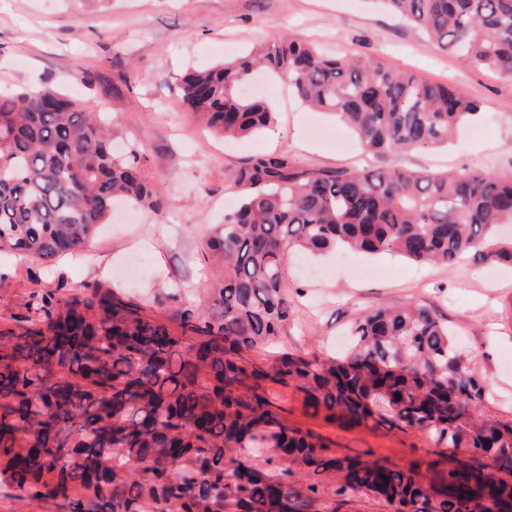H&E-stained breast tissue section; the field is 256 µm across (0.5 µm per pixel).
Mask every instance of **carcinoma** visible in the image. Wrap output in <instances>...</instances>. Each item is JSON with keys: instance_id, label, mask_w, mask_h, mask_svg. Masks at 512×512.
Returning <instances> with one entry per match:
<instances>
[{"instance_id": "obj_1", "label": "carcinoma", "mask_w": 512, "mask_h": 512, "mask_svg": "<svg viewBox=\"0 0 512 512\" xmlns=\"http://www.w3.org/2000/svg\"><path fill=\"white\" fill-rule=\"evenodd\" d=\"M378 2L467 64L512 75V0ZM256 68L287 76L374 156L445 144L479 110L373 55L332 57L288 36L189 73L182 100L222 137L261 131L273 113L238 93ZM146 153L138 142L114 151L96 101L50 83L0 92V251L54 260L84 246L118 205L162 214L142 174ZM235 182L238 208L206 243L218 270L206 300L186 306L179 287L163 289L164 321L95 284L45 292L25 325L0 327V489L51 499L60 512H311L353 493L391 512H512V418L490 413L486 377L432 309L363 312L336 358L284 354L265 370L244 356L287 324L284 274L298 252L512 263V244L498 237L512 222V174L313 169L271 153ZM268 384L299 391L327 422L424 431L468 461L339 456L288 424ZM290 463L302 470L293 483Z\"/></svg>"}]
</instances>
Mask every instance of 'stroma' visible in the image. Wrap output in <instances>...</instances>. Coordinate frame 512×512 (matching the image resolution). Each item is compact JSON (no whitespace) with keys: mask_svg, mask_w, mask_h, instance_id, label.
I'll return each instance as SVG.
<instances>
[{"mask_svg":"<svg viewBox=\"0 0 512 512\" xmlns=\"http://www.w3.org/2000/svg\"><path fill=\"white\" fill-rule=\"evenodd\" d=\"M330 54L367 52L389 66L453 86L478 103L479 114L445 146L390 153L362 152L355 135L329 113L306 107L286 77L269 79L272 126L222 140L204 131L183 104L179 87L191 69H205L282 35ZM52 83L69 96L101 103L120 139L144 143L143 174L168 201L163 216L116 211L81 251L45 263L0 254V326H16L32 295L63 288L78 295L100 284L151 299L158 284L177 283L198 302L213 279L204 245L239 199L233 173L254 155L285 153L309 168H355L374 162L414 170L462 168L512 174V78L467 65L420 30L371 0H0V91ZM145 254L148 273L130 267ZM353 271L322 278L290 264L285 281L292 315L271 344L248 352L268 367L281 354L335 355L362 310L414 301L447 320L485 373L493 411L512 413V264L470 259L425 265L393 254H352ZM289 424L309 429L340 454L369 451L402 466L438 454L466 458L427 433L386 427L344 428L312 416L303 396L276 387Z\"/></svg>","mask_w":512,"mask_h":512,"instance_id":"35a3bbf8","label":"stroma"}]
</instances>
